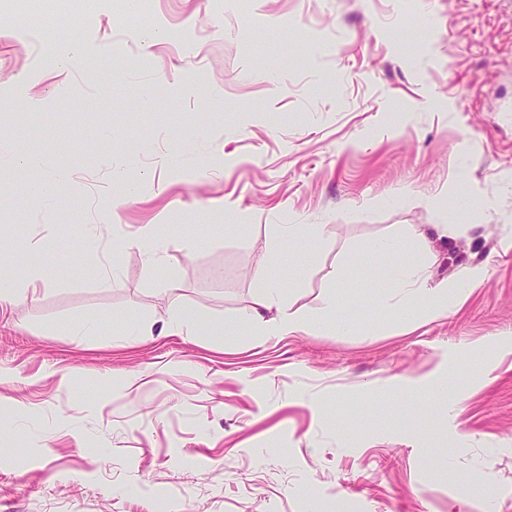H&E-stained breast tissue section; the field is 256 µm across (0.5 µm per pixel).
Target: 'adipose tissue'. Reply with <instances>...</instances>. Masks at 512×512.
Segmentation results:
<instances>
[{"label": "adipose tissue", "mask_w": 512, "mask_h": 512, "mask_svg": "<svg viewBox=\"0 0 512 512\" xmlns=\"http://www.w3.org/2000/svg\"><path fill=\"white\" fill-rule=\"evenodd\" d=\"M9 164L32 174L29 190L44 200L57 196L61 186L70 178L69 172L65 170H58L50 175L44 174L40 158L31 153L10 152ZM129 242L139 249L147 267L159 269L172 265L173 257L169 252V244L155 225H139ZM272 265V259L265 257L256 268V274L261 281V293L255 302L256 311L252 318L255 332L261 336H292L310 330L312 321L307 315L282 308L285 277L281 274L270 275L269 269ZM487 277L485 267L473 266L466 269L460 280L452 283L441 280L434 283L430 280L426 263L414 258L394 269L393 278L396 286L389 294L388 300L394 310H412L417 316L434 321L447 315L449 301L460 298L468 287L485 282ZM275 306L280 309L278 317L264 319V310Z\"/></svg>", "instance_id": "1"}]
</instances>
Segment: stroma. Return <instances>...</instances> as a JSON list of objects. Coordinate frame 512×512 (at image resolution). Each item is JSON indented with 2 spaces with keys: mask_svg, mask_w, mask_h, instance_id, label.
Wrapping results in <instances>:
<instances>
[{
  "mask_svg": "<svg viewBox=\"0 0 512 512\" xmlns=\"http://www.w3.org/2000/svg\"><path fill=\"white\" fill-rule=\"evenodd\" d=\"M49 3L0 0V142L71 171L51 202L0 166V252L44 277L0 317V424L21 427L0 435V512H512V0H98L69 70ZM116 152L139 178L117 214ZM449 205L435 279L489 276L407 321L386 295L409 252L364 247ZM93 220L158 225L173 267L115 233L102 285L79 258ZM283 224L328 227L282 262L313 327L256 336ZM59 237L67 252L41 248ZM178 304L211 331L162 335ZM84 317L102 331L71 336ZM228 318L241 335L216 332ZM444 376L451 414L426 397ZM84 56L78 52L74 40L62 43L54 56V67L59 70H67L70 67L84 63Z\"/></svg>",
  "mask_w": 512,
  "mask_h": 512,
  "instance_id": "1",
  "label": "stroma"
}]
</instances>
